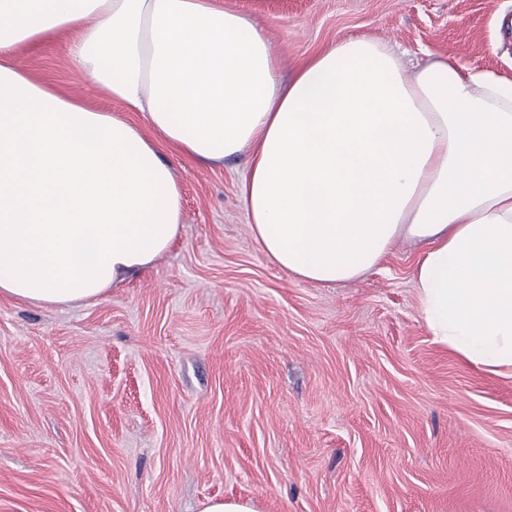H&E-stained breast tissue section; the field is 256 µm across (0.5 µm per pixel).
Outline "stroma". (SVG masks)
<instances>
[{"mask_svg": "<svg viewBox=\"0 0 512 512\" xmlns=\"http://www.w3.org/2000/svg\"><path fill=\"white\" fill-rule=\"evenodd\" d=\"M298 63L364 35L406 67L512 76V0H222ZM16 65L118 111L61 40ZM183 228L103 298H0V512H512V372L434 344L399 242L359 280L275 265L247 224V156L172 151ZM199 512H260L253 500L210 499L201 504Z\"/></svg>", "mask_w": 512, "mask_h": 512, "instance_id": "1", "label": "stroma"}]
</instances>
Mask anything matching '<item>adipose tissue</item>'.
<instances>
[{
    "mask_svg": "<svg viewBox=\"0 0 512 512\" xmlns=\"http://www.w3.org/2000/svg\"><path fill=\"white\" fill-rule=\"evenodd\" d=\"M61 36L119 111L16 66L19 47ZM284 64L220 0H0V297H102L179 236L162 147L202 164L245 153L240 197L274 264L348 281L414 241L434 343L512 369V78L446 55L409 74L363 36L285 82Z\"/></svg>",
    "mask_w": 512,
    "mask_h": 512,
    "instance_id": "ef3b65f1",
    "label": "adipose tissue"
}]
</instances>
